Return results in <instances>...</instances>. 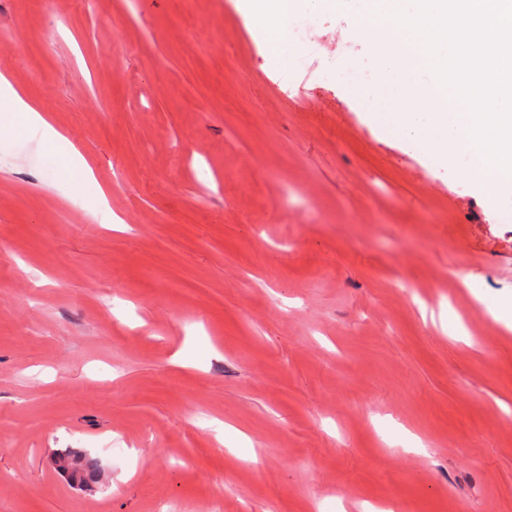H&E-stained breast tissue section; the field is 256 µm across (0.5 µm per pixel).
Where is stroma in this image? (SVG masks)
I'll return each instance as SVG.
<instances>
[{
  "instance_id": "stroma-1",
  "label": "stroma",
  "mask_w": 512,
  "mask_h": 512,
  "mask_svg": "<svg viewBox=\"0 0 512 512\" xmlns=\"http://www.w3.org/2000/svg\"><path fill=\"white\" fill-rule=\"evenodd\" d=\"M289 28L0 0V72L96 177L0 112V512H512V203L355 94L353 17ZM53 458L58 459L62 463L69 460H78L81 462V466L77 470L68 471L61 466V471H58L66 475L73 485H75V483L80 484L82 487L90 490L99 483L101 477L99 476L96 461L87 457L85 454L75 450H65L55 453Z\"/></svg>"
}]
</instances>
